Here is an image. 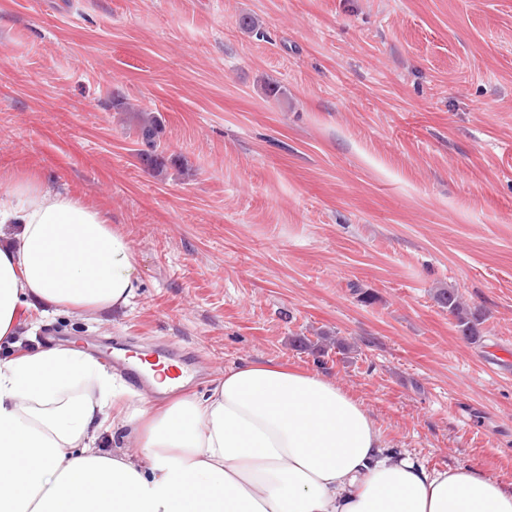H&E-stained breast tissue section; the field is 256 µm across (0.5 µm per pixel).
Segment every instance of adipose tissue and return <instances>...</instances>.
Listing matches in <instances>:
<instances>
[{
    "label": "adipose tissue",
    "mask_w": 512,
    "mask_h": 512,
    "mask_svg": "<svg viewBox=\"0 0 512 512\" xmlns=\"http://www.w3.org/2000/svg\"><path fill=\"white\" fill-rule=\"evenodd\" d=\"M137 260L109 213L0 176V512H512V485L394 448L354 396L273 363L163 405L92 355L20 351L22 309H125Z\"/></svg>",
    "instance_id": "ef3b65f1"
}]
</instances>
